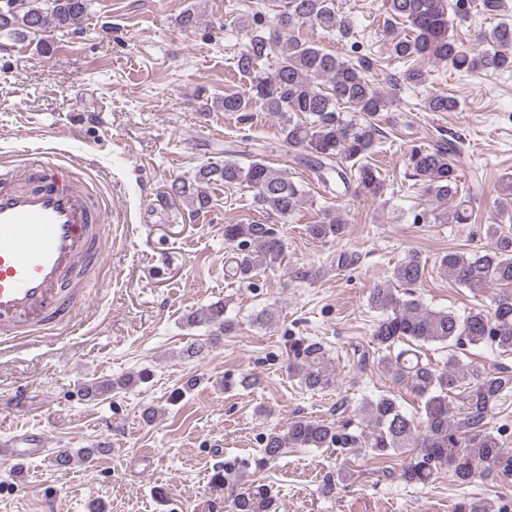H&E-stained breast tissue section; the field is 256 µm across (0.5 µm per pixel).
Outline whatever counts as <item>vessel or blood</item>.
<instances>
[{
  "label": "vessel or blood",
  "mask_w": 512,
  "mask_h": 512,
  "mask_svg": "<svg viewBox=\"0 0 512 512\" xmlns=\"http://www.w3.org/2000/svg\"><path fill=\"white\" fill-rule=\"evenodd\" d=\"M111 221L56 153L0 166V343L26 344L72 323L105 263ZM29 441L28 450L10 447L0 458L57 457L45 434Z\"/></svg>",
  "instance_id": "1"
}]
</instances>
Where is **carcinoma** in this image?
<instances>
[{
    "mask_svg": "<svg viewBox=\"0 0 512 512\" xmlns=\"http://www.w3.org/2000/svg\"><path fill=\"white\" fill-rule=\"evenodd\" d=\"M19 9L0 7V38L8 40L37 35L48 23L58 29H78L89 0H22ZM390 24H402L409 33L396 34L389 43L391 55L411 62L398 74H389L391 86L417 87L427 75L414 61L434 62L469 75L487 71H512V22L501 21L475 47L461 43L453 34L455 21L469 17L471 0H383ZM248 42L237 55L236 68L248 79L241 91L226 92L214 106L226 114L248 119L252 103L280 120V138L258 148L238 150L233 159L203 164L190 178L174 180L169 195L191 201L202 210L210 204V187L217 183L243 185L252 191L258 209L283 218L294 215L307 202V192L264 161L268 150H288L293 159L310 168L330 194L352 188L362 196L375 197L381 190L378 170L364 160L378 146L382 131L377 116L394 106V99L378 88L372 74L374 58H345L304 42L295 31L304 25L330 35H351L348 16L336 10L334 0H279L275 24L264 25L255 13L239 17ZM275 55V67L262 64ZM457 101L435 92L424 99L426 112H453ZM455 144L448 141L433 148L410 150L407 158L412 177L430 200L433 209L418 214L425 224H468L473 215L470 196L460 195ZM512 209V177L501 183L497 213ZM317 241L343 236L345 224L336 209H320L319 220L306 225ZM489 244L480 250H450L439 259L440 271L455 284L473 293L493 286L494 309H473L460 316L452 310H435L417 299L396 294L395 285L413 286L424 275L420 256L411 252L398 262L391 279L376 285L368 296L377 313L371 328L373 352L364 351L360 368L372 365L392 380L409 387L422 402V416L406 412L398 397L382 393L365 399L351 410L336 405L333 421L301 417L288 422L285 431L265 435L260 463L278 458L287 448H336L364 452L374 459L402 457L398 472L407 485L427 486L446 471L460 486L480 477H512V448L503 447L502 429L491 425L494 411L512 396V375L463 364L456 353L441 364L423 361L426 344L446 348L487 346L501 355H512V234L500 225L487 227ZM224 240L235 244V255L224 275L249 282L259 273L285 260V245L272 224L252 221L224 225ZM228 305L216 302L197 309L187 318L192 327H206L230 334L239 326L228 315ZM288 372L306 392L322 393L334 386L329 350L320 340L294 337L288 345ZM134 384L132 377L94 381L84 395L99 398ZM274 500L263 485L249 487L232 499V512H272ZM457 512H508L485 498H470Z\"/></svg>",
    "mask_w": 512,
    "mask_h": 512,
    "instance_id": "cac0c4a2",
    "label": "carcinoma"
}]
</instances>
